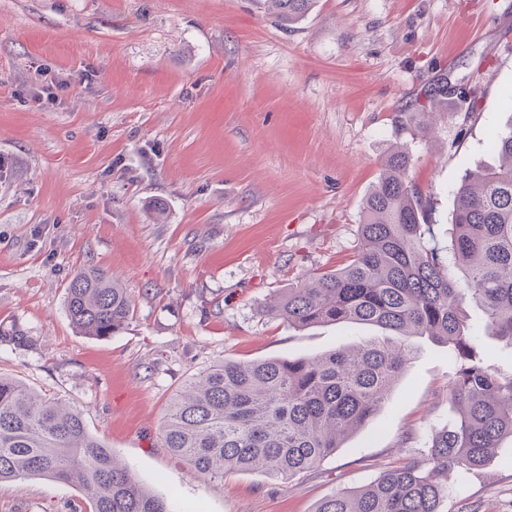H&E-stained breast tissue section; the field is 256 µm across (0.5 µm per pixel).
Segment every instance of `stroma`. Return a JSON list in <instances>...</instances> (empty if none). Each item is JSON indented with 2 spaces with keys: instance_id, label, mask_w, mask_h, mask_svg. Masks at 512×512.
<instances>
[{
  "instance_id": "obj_1",
  "label": "stroma",
  "mask_w": 512,
  "mask_h": 512,
  "mask_svg": "<svg viewBox=\"0 0 512 512\" xmlns=\"http://www.w3.org/2000/svg\"><path fill=\"white\" fill-rule=\"evenodd\" d=\"M477 76L428 132L394 121L440 77ZM512 125V0H317L290 28L265 0H0V374L59 398L172 512H315L419 462L452 415L447 347L418 352L383 407L313 471L190 476L163 448L173 396L224 360L308 358L373 335L265 316L279 289L348 262L386 156L447 238L466 169ZM134 306L106 339L65 312L74 270ZM0 512H90L75 485L0 484ZM441 512H512V463L448 476Z\"/></svg>"
}]
</instances>
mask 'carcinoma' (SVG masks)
I'll use <instances>...</instances> for the list:
<instances>
[{
    "mask_svg": "<svg viewBox=\"0 0 512 512\" xmlns=\"http://www.w3.org/2000/svg\"><path fill=\"white\" fill-rule=\"evenodd\" d=\"M287 27L314 0H268ZM448 111V79L425 86L397 115L421 131ZM495 165L468 169L454 193L443 245L428 220L430 200L409 178L404 144L385 160L363 203L352 259L274 294L265 313L303 330L355 323L384 331L312 358L217 362L176 394L161 446L193 473L215 480L265 470L285 478L316 468L365 427L415 357L414 339L448 346L453 420L433 431L422 462L380 472L367 487L336 492L316 512H440L448 473L485 468L512 442V373L487 364L481 331L512 349V130L495 136ZM480 308L483 328L470 320ZM65 308L83 336L108 338L133 319L127 289L105 271L82 268L66 288ZM27 345L18 324H0V342ZM47 477L78 484L92 512H172L93 434L82 413L0 374V483Z\"/></svg>",
    "mask_w": 512,
    "mask_h": 512,
    "instance_id": "carcinoma-1",
    "label": "carcinoma"
}]
</instances>
